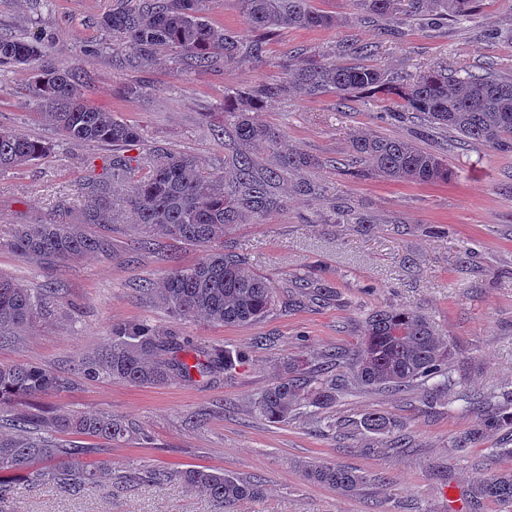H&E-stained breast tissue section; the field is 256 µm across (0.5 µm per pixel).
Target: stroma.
<instances>
[{"mask_svg": "<svg viewBox=\"0 0 512 512\" xmlns=\"http://www.w3.org/2000/svg\"><path fill=\"white\" fill-rule=\"evenodd\" d=\"M123 3L0 0L1 37L45 38L50 62L86 73L88 104L139 125L144 135L142 144L122 151L65 143L36 116L25 94L28 72H0V127L54 146L44 160L0 171L1 228L79 212L89 185L121 152L184 153L221 171L224 138L205 113L223 112L226 90L268 80L289 58L300 65L309 55L362 40L375 47L367 64L400 80L435 65L512 78V0H482L470 19L413 26L399 39L387 35L395 26L391 17H359L351 0H313L317 9L336 14L337 27L283 29L267 41L262 61L204 70L174 69L164 49L151 68L129 65L120 39L101 25ZM136 83L148 85L149 93L125 96L123 87ZM382 109L374 100L340 105L332 94L317 100L295 94L264 106V120L320 165L290 175L283 187L287 208L237 225L225 238L245 257L247 270L273 287L274 306L253 324L174 320L153 287L171 264L198 262L205 249L170 238L137 247L135 217L120 191L112 198L117 223L89 227L111 237L112 256L82 255L57 271L0 249V275L28 288L60 289L63 301L55 317L0 345V365L42 367L69 381L66 389L29 396L19 412H109L152 436L146 444L134 434L88 455L91 463L111 461V480L69 498L24 483L0 503V512H218L206 493L180 482L125 479L134 468L188 466L260 481L259 495L241 502L237 512H461L463 501L449 500V492L466 493L477 477L512 469V459L493 453L512 432L489 434L463 452L454 449L476 422L467 397L512 390V155L461 143L455 131L441 128L419 144L447 155L455 172L448 182L419 185L336 169L353 137L414 136L410 123L377 119ZM304 180L319 183L321 193H293V183ZM363 216L369 225L360 224ZM308 271L337 291V301L289 305L291 276ZM378 306L422 314L437 336L453 344L463 377L445 404L429 406L424 387L415 386L401 393H348L318 414L303 412L281 423L255 411L254 400L280 375L282 357L296 355L315 367L328 352L352 353L364 317ZM123 322L174 330L198 351L227 346L243 359L225 373L156 387L84 376L80 363L107 346L113 325ZM374 411L396 419L388 435L347 428V421ZM314 461L359 469L368 480L349 495L310 483L302 467Z\"/></svg>", "mask_w": 512, "mask_h": 512, "instance_id": "1", "label": "stroma"}]
</instances>
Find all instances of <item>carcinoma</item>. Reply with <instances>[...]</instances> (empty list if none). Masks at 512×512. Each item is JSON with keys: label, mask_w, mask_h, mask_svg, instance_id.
<instances>
[{"label": "carcinoma", "mask_w": 512, "mask_h": 512, "mask_svg": "<svg viewBox=\"0 0 512 512\" xmlns=\"http://www.w3.org/2000/svg\"><path fill=\"white\" fill-rule=\"evenodd\" d=\"M210 0H130L107 15L104 26L124 40L129 61L139 68L154 64L157 50L167 48L173 59L192 68L226 67L258 59L268 37L284 28L325 29L337 24L336 15L315 8L312 0H233L244 21L259 32L242 46L230 32L216 29L206 11ZM368 16L397 17V23L427 17L431 20L474 15L480 0H352ZM41 37L1 38L0 71L30 72L29 98L40 115L52 122L62 139L72 144L101 143L133 146L141 142L140 128L85 102L88 87L80 72L45 61ZM279 76L243 91L224 93V170L206 169L192 156L152 152L144 157L117 156L108 176L89 186L85 211L78 218L64 217L37 224H15L0 229V248L6 247L40 261L65 266L86 253L109 257L112 241L89 235L85 224L113 223L112 187L126 189L137 217V244L146 248L157 237L210 248L199 262L172 265L165 273L159 298L178 321H205L215 325H246L263 317L274 305L272 287L259 274L247 273L240 256L224 250V236L236 224L256 222L287 207L282 186L288 174L314 168L321 162L283 148L279 130L262 118L264 104L288 98L296 89L309 99L333 93L338 101L364 94L395 99L399 112L414 115L429 128H448L465 142H476L502 154L512 153V80L448 72L430 68L397 83L372 65H338L325 55L313 56L302 66L280 65ZM52 145L17 131L0 129V170L29 165L50 153ZM272 153L267 164L260 155ZM353 165L367 164L372 174L390 181L414 184L447 182L454 176L448 159L404 138L360 136L351 142ZM136 170L145 176L132 179ZM293 294L300 301L330 303L338 294L308 274L293 276ZM61 301L52 288L33 290L0 276V344L41 319L57 314ZM191 348L176 334L160 332L146 323L112 326L109 348L81 364L88 376L107 375L139 386L162 385L174 378L205 377L236 366L242 354L215 346L202 362H189ZM326 367L310 370L306 362L288 357L282 374L254 402L255 409L273 423L288 419L302 407L324 409L336 402V387L348 382L370 391L401 392L433 379L429 397L438 401L448 393L453 346L437 336L421 315L378 306L367 313L363 337L353 354L336 351L325 356ZM65 387V380L45 368L31 365L0 366V418L15 408L20 396L47 393ZM503 403L489 410L473 399L480 412L477 422L456 441L469 448L488 434L512 430V391ZM360 425L384 436L394 426L392 417L375 412ZM10 432L0 431V501L13 495L18 477L37 485H51L61 496H74L88 484L112 475V465L101 461L94 468L83 458L98 449L64 444L58 436L81 435L108 442L126 438L130 427L109 413H18L9 419ZM40 463L35 468L33 464ZM306 478L349 494L366 476L327 462L303 467ZM177 478L201 488L224 507L259 494V486L222 470L189 467L178 472L152 470L150 481L163 484ZM469 503L493 502L500 512H512V471L480 478L468 490Z\"/></svg>", "instance_id": "cac0c4a2"}]
</instances>
